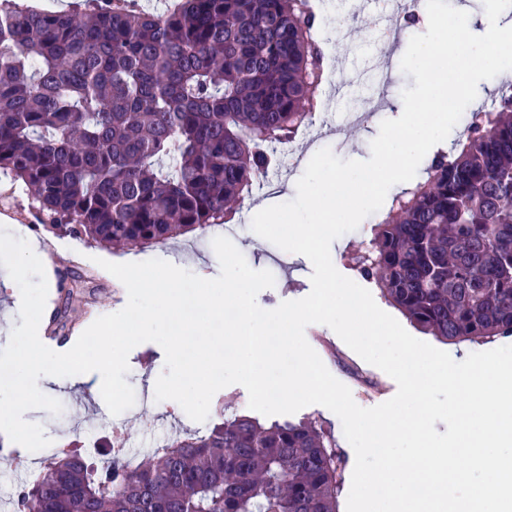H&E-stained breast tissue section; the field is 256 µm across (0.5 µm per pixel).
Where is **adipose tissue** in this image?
<instances>
[{
  "label": "adipose tissue",
  "instance_id": "obj_1",
  "mask_svg": "<svg viewBox=\"0 0 512 512\" xmlns=\"http://www.w3.org/2000/svg\"><path fill=\"white\" fill-rule=\"evenodd\" d=\"M80 358V351L75 349L50 353L39 340H29L19 345L11 359L6 362L5 367L9 375L0 381V396L10 398L23 395L36 379L68 388L80 386Z\"/></svg>",
  "mask_w": 512,
  "mask_h": 512
}]
</instances>
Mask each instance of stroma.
<instances>
[{
  "label": "stroma",
  "mask_w": 512,
  "mask_h": 512,
  "mask_svg": "<svg viewBox=\"0 0 512 512\" xmlns=\"http://www.w3.org/2000/svg\"><path fill=\"white\" fill-rule=\"evenodd\" d=\"M319 2L325 7L329 27H336L341 21L346 24L347 52L338 53L332 46L327 49V71L336 74L339 80L340 100L359 107L376 97L381 107L367 113L360 122H342L320 114L312 137H297L296 156L281 159L278 170L272 172L271 178L278 185H296L312 156L324 148L343 160L369 159L370 143L381 122L400 116L401 94L415 85L414 78L399 66L407 49L403 43L391 54L393 68L387 80L380 83L370 78L375 49L372 9L355 7L352 0ZM265 200L273 205L278 202L273 191L256 188L251 204L236 214L237 227L228 237L252 269L272 272L274 286L257 295L258 305L272 310L310 292L313 266L298 254L255 236L251 228L252 207ZM47 222L31 191L11 175L0 172V360L8 359L34 329L41 336H54L55 347L74 343L96 318L117 312L127 303V295L116 288L113 277L104 275L96 264L97 245L69 233L47 231ZM369 239L367 227L362 224L331 245L334 266L353 281H360L361 276L351 257L366 247ZM34 240L47 247V258L29 256L24 277L12 278L10 253L26 254ZM305 337L330 373L350 388L359 406L373 407L395 395L397 384L391 377L348 356L329 339L327 331L310 326ZM128 364L125 379L135 394L145 396L146 402L116 416L107 407L67 389H57L47 397L39 391L22 396L15 404L22 430L0 425V484L12 487L25 478L23 471L12 466L10 454L25 457L29 468L36 470L43 464L40 448H57L73 439L87 441L94 429L107 435L110 424L115 422L124 427L140 449L147 448L154 435L165 432L175 436L184 429L195 428V421L182 415L176 402H169L162 409L155 403L149 381L165 369V354L160 345L139 344L130 352Z\"/></svg>",
  "instance_id": "obj_1"
}]
</instances>
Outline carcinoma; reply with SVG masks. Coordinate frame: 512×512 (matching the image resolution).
Returning <instances> with one entry per match:
<instances>
[{
    "label": "carcinoma",
    "instance_id": "1",
    "mask_svg": "<svg viewBox=\"0 0 512 512\" xmlns=\"http://www.w3.org/2000/svg\"><path fill=\"white\" fill-rule=\"evenodd\" d=\"M77 13L0 0V171L112 250L224 225L320 107L310 0H131ZM392 200L359 274L443 342L512 336V83ZM62 448L13 512H336L342 459L317 422L224 419L131 467Z\"/></svg>",
    "mask_w": 512,
    "mask_h": 512
}]
</instances>
